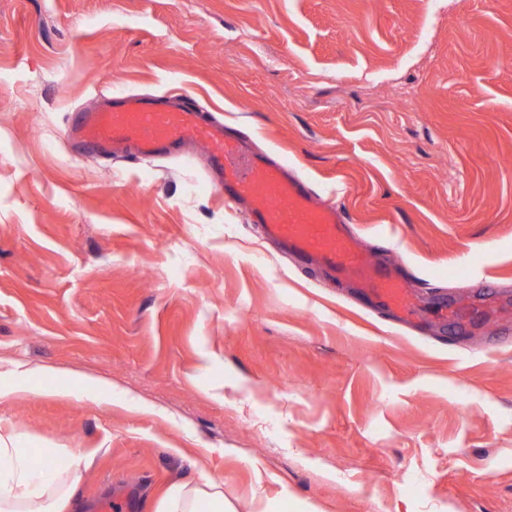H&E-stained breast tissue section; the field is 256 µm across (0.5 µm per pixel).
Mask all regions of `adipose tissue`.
Here are the masks:
<instances>
[{
  "mask_svg": "<svg viewBox=\"0 0 512 512\" xmlns=\"http://www.w3.org/2000/svg\"><path fill=\"white\" fill-rule=\"evenodd\" d=\"M56 449L44 452L33 463L27 448L9 445L0 437V512H74V475L87 457L67 452L68 465L56 464ZM155 512H229L224 506V484L214 479H187L172 484L159 500Z\"/></svg>",
  "mask_w": 512,
  "mask_h": 512,
  "instance_id": "1",
  "label": "adipose tissue"
}]
</instances>
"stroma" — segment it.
<instances>
[{
    "label": "stroma",
    "instance_id": "1",
    "mask_svg": "<svg viewBox=\"0 0 512 512\" xmlns=\"http://www.w3.org/2000/svg\"><path fill=\"white\" fill-rule=\"evenodd\" d=\"M119 95L281 160L424 328L226 207L202 146L77 152ZM0 386V434L87 454L115 512L183 477L234 512H512V0H0Z\"/></svg>",
    "mask_w": 512,
    "mask_h": 512
}]
</instances>
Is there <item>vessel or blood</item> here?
I'll return each instance as SVG.
<instances>
[{
    "instance_id": "1",
    "label": "vessel or blood",
    "mask_w": 512,
    "mask_h": 512,
    "mask_svg": "<svg viewBox=\"0 0 512 512\" xmlns=\"http://www.w3.org/2000/svg\"><path fill=\"white\" fill-rule=\"evenodd\" d=\"M68 135L82 148L153 156L167 147L203 145L215 192L225 204L247 203L248 220L298 256L315 257L338 278L383 298L394 317L410 321L418 311L401 277L362 251L336 204L322 200L305 180L288 176L265 157L248 155L241 139L222 125L203 124L193 107H160L136 96L118 97L101 112L74 113Z\"/></svg>"
}]
</instances>
